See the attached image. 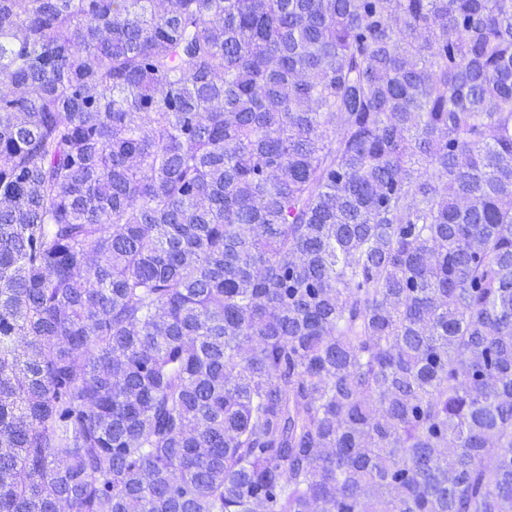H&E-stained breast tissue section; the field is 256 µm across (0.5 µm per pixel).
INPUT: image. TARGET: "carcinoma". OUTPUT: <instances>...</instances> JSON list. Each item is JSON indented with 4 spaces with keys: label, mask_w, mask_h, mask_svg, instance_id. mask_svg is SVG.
<instances>
[{
    "label": "carcinoma",
    "mask_w": 512,
    "mask_h": 512,
    "mask_svg": "<svg viewBox=\"0 0 512 512\" xmlns=\"http://www.w3.org/2000/svg\"><path fill=\"white\" fill-rule=\"evenodd\" d=\"M62 500L512 512V0H0V512Z\"/></svg>",
    "instance_id": "1"
}]
</instances>
